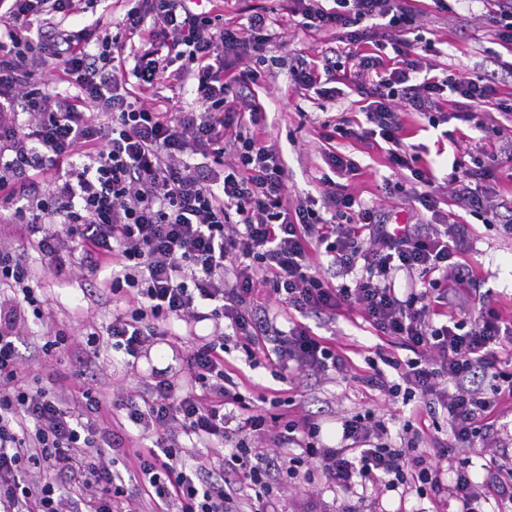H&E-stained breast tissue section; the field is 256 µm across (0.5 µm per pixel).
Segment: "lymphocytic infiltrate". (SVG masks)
I'll return each instance as SVG.
<instances>
[{
	"label": "lymphocytic infiltrate",
	"mask_w": 512,
	"mask_h": 512,
	"mask_svg": "<svg viewBox=\"0 0 512 512\" xmlns=\"http://www.w3.org/2000/svg\"><path fill=\"white\" fill-rule=\"evenodd\" d=\"M0 11V200L14 208L0 218V512H71L70 487L89 496L94 512L127 504L132 512H277L272 472L298 476L315 464L329 482L349 488L371 483L392 491L413 485L457 512H480L489 495L512 502V472L491 483L474 481L472 457L485 453L492 417L512 404V323L491 307L474 323L447 316L436 322L430 291L456 273L466 235L448 237L441 225L436 177L420 155L402 148L401 115L428 114L431 126L447 123L446 94L457 97L458 119L484 133L498 125L477 114L499 93L487 75L432 76V64L412 53L415 22L402 0H292L300 27L348 40L354 86L366 117L363 126L340 116L325 139L381 138L389 160L408 170L419 190L415 203L433 224L392 231L382 210L359 205L330 177L319 196L289 199L288 164L267 138L263 106L255 94L272 40L265 13L239 27H218L193 0H128L120 24L139 37L126 52L119 36L96 41L72 34L67 20L83 14L84 0H7ZM369 20L383 29L377 53L357 51L355 30ZM395 65L384 68L381 53ZM252 61L224 73L227 56ZM59 70L73 94L49 93L38 67ZM336 57L297 59L290 81L300 94L334 99ZM192 84L186 112L155 110L147 95L160 83ZM27 121H20V114ZM475 166L453 165L447 181L456 205L488 207L484 181L503 160L484 151ZM41 254L45 269L61 273L62 255L74 257L91 281L125 301L106 328L112 348L139 358L171 334L173 321H212L213 338L181 352L180 378L156 372L142 389L108 395L93 390L72 397L61 387L26 388L17 343L27 313L41 315L37 277L25 249ZM330 263L344 281L334 284L321 266ZM417 287L397 292L398 274ZM300 314L332 315L359 309L379 335L409 351V358L368 359L363 387L416 407L392 442L385 416L368 410L342 422L339 445L320 438L321 426L290 411L265 416L237 392L224 369L222 349L235 338L249 363L267 359L275 370L307 376L346 375L348 359L299 322L281 330L264 300ZM272 349H265V342ZM396 380H389L388 371ZM446 415L440 438L429 420ZM125 417L151 447L137 448L112 419ZM194 436L231 443L230 454L187 464ZM134 459L137 478L127 484L116 465ZM453 463L445 481L442 459Z\"/></svg>",
	"instance_id": "f902f5d3"
}]
</instances>
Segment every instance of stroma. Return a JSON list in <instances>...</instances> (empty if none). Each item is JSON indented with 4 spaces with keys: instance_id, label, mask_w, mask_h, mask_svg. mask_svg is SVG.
Returning a JSON list of instances; mask_svg holds the SVG:
<instances>
[{
    "instance_id": "obj_1",
    "label": "stroma",
    "mask_w": 512,
    "mask_h": 512,
    "mask_svg": "<svg viewBox=\"0 0 512 512\" xmlns=\"http://www.w3.org/2000/svg\"><path fill=\"white\" fill-rule=\"evenodd\" d=\"M418 12L416 24L424 40L433 45L430 58L436 77L449 74L469 76L492 73L503 83V90L512 93V48H499L497 57H489L484 20L470 13L461 0H453L450 11L437 10L433 0H407ZM260 7L272 19L274 40L267 49V63L263 67L266 81L257 96L267 112V132L281 147L288 163L287 193L289 197L316 193L319 179L328 173L324 161L328 149H336L352 158L359 173L346 176L345 184L357 199L381 206L390 214L394 224H423L430 215L416 210L410 190L385 194L384 183L405 182L407 174L392 167L388 160V145L382 140L359 141L338 138L326 142L321 136V125L327 117L347 112L355 121H364L350 92L353 69L351 61H344L338 76L340 97L319 102L301 98L289 85L287 69L276 66V59L291 60L297 56L314 59L322 55L330 38L319 32H309L289 24L282 0H204L203 10H211L223 17L224 23L244 22L247 10ZM481 137L472 123L449 119L445 126L431 127L427 116L411 112L405 116L403 143L416 148L426 166L438 182H445L456 161L470 162L479 158L477 149ZM458 224L468 230V250L461 260L472 269L477 285L466 288L448 282L447 294L437 302L440 311L456 314H476L483 306L494 307L503 319L512 320V230L502 224L484 223L482 217L469 211H459ZM458 224L449 225L456 232ZM90 284L80 270H73L66 282L46 276L37 285V295L44 301V318L28 317L17 344L26 372L29 388L56 383L78 393L88 388V381L73 376L66 352L54 349L44 352L50 328L65 332L70 344L86 343L88 337H98V387L131 392L149 381L152 372L165 371L179 375L181 362L173 344L189 346L193 335H207L213 330L211 322L196 325L187 331L184 324H175V342L155 344L134 366H127L122 353L112 348L105 339V328L117 307L111 294L87 297ZM303 322L315 334L326 338L345 354L351 363L352 379L343 381L333 377L305 380L298 390L296 411L313 416L322 425L324 440L334 441L341 436L338 416L373 409L389 414V427L399 432L409 416V405L383 401L378 392L365 391L358 383V375L367 370L366 360L376 350L392 351L386 338L377 335L356 308H342L335 320L309 315ZM224 366L237 384L238 392L250 402L259 397L275 398L285 381L274 376L271 367H249L242 350L230 348L224 355ZM278 502V512H336L345 501L356 503L360 512H430L429 495L415 491H386L367 485L355 486L352 491L329 484L318 473L309 478L286 477Z\"/></svg>"
}]
</instances>
